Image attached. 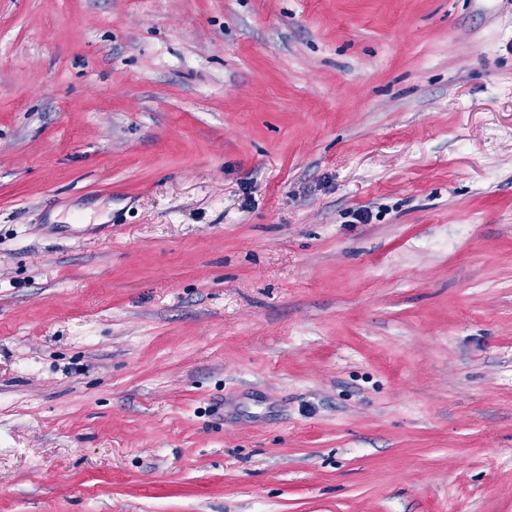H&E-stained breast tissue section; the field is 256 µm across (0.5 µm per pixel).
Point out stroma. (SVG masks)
Instances as JSON below:
<instances>
[{
    "mask_svg": "<svg viewBox=\"0 0 512 512\" xmlns=\"http://www.w3.org/2000/svg\"><path fill=\"white\" fill-rule=\"evenodd\" d=\"M0 512H512V0H0Z\"/></svg>",
    "mask_w": 512,
    "mask_h": 512,
    "instance_id": "stroma-1",
    "label": "stroma"
}]
</instances>
